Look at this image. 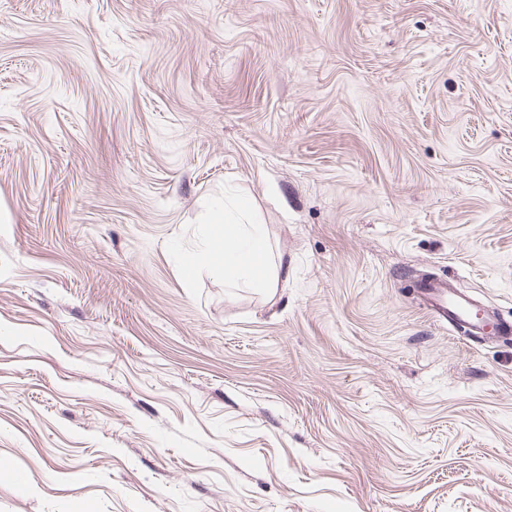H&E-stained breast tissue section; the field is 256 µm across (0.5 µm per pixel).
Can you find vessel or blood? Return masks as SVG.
<instances>
[{
    "instance_id": "vessel-or-blood-1",
    "label": "vessel or blood",
    "mask_w": 512,
    "mask_h": 512,
    "mask_svg": "<svg viewBox=\"0 0 512 512\" xmlns=\"http://www.w3.org/2000/svg\"><path fill=\"white\" fill-rule=\"evenodd\" d=\"M417 294L436 321L460 328L465 335L475 339L512 336V321L489 314L477 315L471 298L446 279L437 277L421 281Z\"/></svg>"
}]
</instances>
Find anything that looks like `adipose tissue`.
I'll return each mask as SVG.
<instances>
[{
  "label": "adipose tissue",
  "instance_id": "obj_1",
  "mask_svg": "<svg viewBox=\"0 0 512 512\" xmlns=\"http://www.w3.org/2000/svg\"><path fill=\"white\" fill-rule=\"evenodd\" d=\"M206 259L232 288H270L276 275L262 225L253 223L245 205L216 212L206 233Z\"/></svg>",
  "mask_w": 512,
  "mask_h": 512
}]
</instances>
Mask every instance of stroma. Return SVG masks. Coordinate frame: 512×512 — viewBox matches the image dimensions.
<instances>
[{"label": "stroma", "instance_id": "35a3bbf8", "mask_svg": "<svg viewBox=\"0 0 512 512\" xmlns=\"http://www.w3.org/2000/svg\"><path fill=\"white\" fill-rule=\"evenodd\" d=\"M425 272L512 319V0H0V512H512ZM248 208L214 214L206 233L204 256L224 273V284L232 288H272L276 280L271 250L262 224L250 222Z\"/></svg>", "mask_w": 512, "mask_h": 512}]
</instances>
